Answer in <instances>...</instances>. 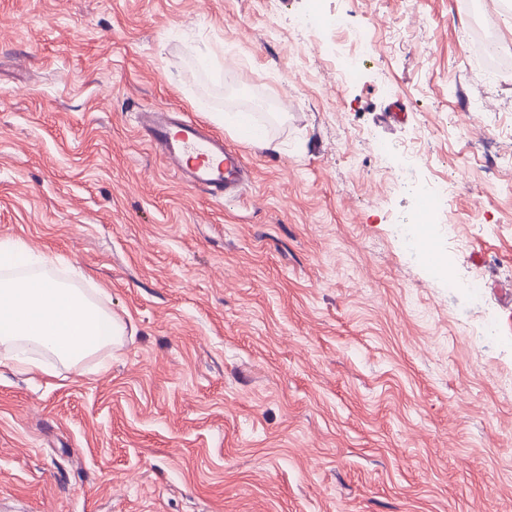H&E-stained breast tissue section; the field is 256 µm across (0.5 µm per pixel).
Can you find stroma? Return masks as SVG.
Listing matches in <instances>:
<instances>
[{
	"instance_id": "1",
	"label": "stroma",
	"mask_w": 512,
	"mask_h": 512,
	"mask_svg": "<svg viewBox=\"0 0 512 512\" xmlns=\"http://www.w3.org/2000/svg\"><path fill=\"white\" fill-rule=\"evenodd\" d=\"M473 30L462 0H0V242L126 326L0 366V512H512V70ZM146 106L269 115L265 147L220 128L252 182L186 189ZM447 176L454 288L401 234Z\"/></svg>"
}]
</instances>
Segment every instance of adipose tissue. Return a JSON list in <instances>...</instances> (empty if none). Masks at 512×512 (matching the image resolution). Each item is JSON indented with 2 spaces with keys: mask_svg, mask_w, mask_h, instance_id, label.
I'll return each mask as SVG.
<instances>
[{
  "mask_svg": "<svg viewBox=\"0 0 512 512\" xmlns=\"http://www.w3.org/2000/svg\"><path fill=\"white\" fill-rule=\"evenodd\" d=\"M124 334V323L80 289L46 277L0 278V364H25L13 346L26 342L74 366Z\"/></svg>",
  "mask_w": 512,
  "mask_h": 512,
  "instance_id": "adipose-tissue-1",
  "label": "adipose tissue"
}]
</instances>
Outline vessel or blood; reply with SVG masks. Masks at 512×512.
Masks as SVG:
<instances>
[{
  "instance_id": "b4317fda",
  "label": "vessel or blood",
  "mask_w": 512,
  "mask_h": 512,
  "mask_svg": "<svg viewBox=\"0 0 512 512\" xmlns=\"http://www.w3.org/2000/svg\"><path fill=\"white\" fill-rule=\"evenodd\" d=\"M139 128L169 171L189 189L213 200L238 196L251 179L252 170L238 149L225 145L223 136L182 113L145 109Z\"/></svg>"
}]
</instances>
